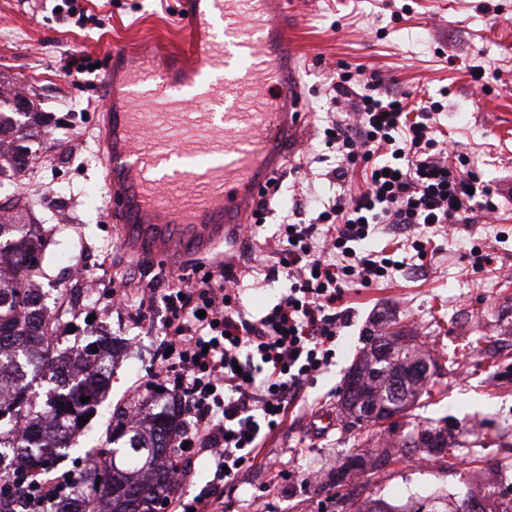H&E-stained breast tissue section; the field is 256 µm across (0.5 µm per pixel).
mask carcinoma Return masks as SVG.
<instances>
[{
	"label": "carcinoma",
	"instance_id": "1",
	"mask_svg": "<svg viewBox=\"0 0 512 512\" xmlns=\"http://www.w3.org/2000/svg\"><path fill=\"white\" fill-rule=\"evenodd\" d=\"M35 111L37 107L30 99L0 94V145L6 142L11 149L7 154L0 151V161L13 167L24 164L25 157L17 152L15 143L26 141V148H31L32 134L17 117ZM25 229L24 224H12L6 229L0 221V259L9 251L18 265L14 285L0 288V458L10 453L15 459L11 473L0 472V512H12L14 496L9 488L29 482V470L37 467L30 447L17 444L10 433L12 423L27 412L21 394L26 388L24 379L51 364L50 356L25 347L36 339L35 319H17L30 298L25 271L42 263V257L29 245ZM383 339L391 343V348L380 356L378 343ZM77 361L105 379L104 355L85 349ZM428 361L432 358L421 350L417 335L404 329L368 336V348L353 360L344 378L338 413L359 422L404 415L422 393H430L426 389L429 376L416 370L417 365ZM99 394L100 388L86 389L75 380L63 388L48 390L43 405L35 412L50 420L54 432L41 439L40 447L68 448L63 438L76 434L79 417L92 409ZM83 397L89 402H81ZM149 398L155 411L143 414L138 426L118 419L112 429L115 447L97 452L92 466L74 470L72 481L65 484L49 512H160L170 488L167 458L181 427V407L167 391L151 392ZM447 439L446 426L416 424L393 447L422 446L430 453L441 454L451 447ZM492 498L497 502L494 512H512V498L503 499V493L494 488L480 498L467 493L452 502L427 497L414 512H487V501Z\"/></svg>",
	"mask_w": 512,
	"mask_h": 512
}]
</instances>
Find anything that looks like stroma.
Segmentation results:
<instances>
[{
  "label": "stroma",
  "mask_w": 512,
  "mask_h": 512,
  "mask_svg": "<svg viewBox=\"0 0 512 512\" xmlns=\"http://www.w3.org/2000/svg\"><path fill=\"white\" fill-rule=\"evenodd\" d=\"M73 2L86 15L84 24L68 19L62 0H0V86L24 85L43 112L32 125L39 168L25 184L35 204L23 218L31 227L61 230L45 251V275L38 281L43 291L69 287L55 256L81 240L101 253L113 286L122 285L128 271L138 272L130 288L138 297L166 287L168 276L132 257L113 228L101 222L102 162L98 131L89 125L101 110L99 75H83L74 89L64 68L74 54L106 64L105 49L113 43L150 38L183 49L186 34L176 16L178 0ZM289 2L288 38L303 61L308 118L265 223L226 249L244 277L242 300L249 313L266 311L288 286L286 279L265 277L279 263L275 236L284 217L296 210L301 221H310L339 191L332 176L337 155L326 148L323 130L333 118L329 92L341 70L378 74L385 87L407 93L413 103L447 91V106L433 121L436 134L446 139L449 160L465 156L498 194L500 210L456 235L433 233L425 272L401 273L348 293L353 321L337 337L330 365L268 436L261 458L225 485L224 512H338L340 494L359 504L379 498L400 507L410 493L474 488L490 470L499 487L512 486V0H413L407 12L402 0ZM476 65L485 75L473 73ZM63 157L70 171L60 183L55 161ZM55 182L67 199L58 211L37 203L43 188ZM474 242L490 247L495 257L480 272L468 257ZM392 317L417 334L438 364L432 402L409 408L410 421L445 418L470 431L454 434L452 463L409 448L391 456L373 477L354 474L338 486L336 470L354 453L355 441L337 415V392L365 330ZM98 318L112 341L127 334L134 339L114 358L102 396L117 414L154 363L164 315L154 309L143 327L131 331L124 330L119 313L102 311ZM111 440V427L90 414L58 470L84 465ZM270 457L286 463L291 479L278 477L266 463Z\"/></svg>",
  "instance_id": "obj_1"
}]
</instances>
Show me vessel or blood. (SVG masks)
Returning <instances> with one entry per match:
<instances>
[{"label": "vessel or blood", "instance_id": "obj_1", "mask_svg": "<svg viewBox=\"0 0 512 512\" xmlns=\"http://www.w3.org/2000/svg\"><path fill=\"white\" fill-rule=\"evenodd\" d=\"M178 18L187 52L107 47L98 121L108 223L174 273L254 223L305 110L288 0H179Z\"/></svg>", "mask_w": 512, "mask_h": 512}]
</instances>
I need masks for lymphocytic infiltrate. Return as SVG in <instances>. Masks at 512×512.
Listing matches in <instances>:
<instances>
[{
	"mask_svg": "<svg viewBox=\"0 0 512 512\" xmlns=\"http://www.w3.org/2000/svg\"><path fill=\"white\" fill-rule=\"evenodd\" d=\"M333 91L334 109L350 107L347 119L324 131L339 159L333 177L345 181L358 168L366 188L355 196L339 191L315 222H285L279 265L269 272L288 280L277 303L247 315L240 278L223 263L200 278L175 275L140 299L144 308L163 301V345L170 350L158 356L143 386H170L181 395L176 450L206 457L213 474L183 502L184 512H217L224 485L259 455L262 428L279 425L305 385L330 365L350 318L348 288L393 278L411 260H425L429 229L472 224L477 214L499 209L468 161L449 163L435 137L431 121L442 101L431 97L410 110L397 91H367L360 73L348 70ZM383 225L403 232L399 246L408 260L363 250Z\"/></svg>",
	"mask_w": 512,
	"mask_h": 512,
	"instance_id": "obj_1",
	"label": "lymphocytic infiltrate"
}]
</instances>
